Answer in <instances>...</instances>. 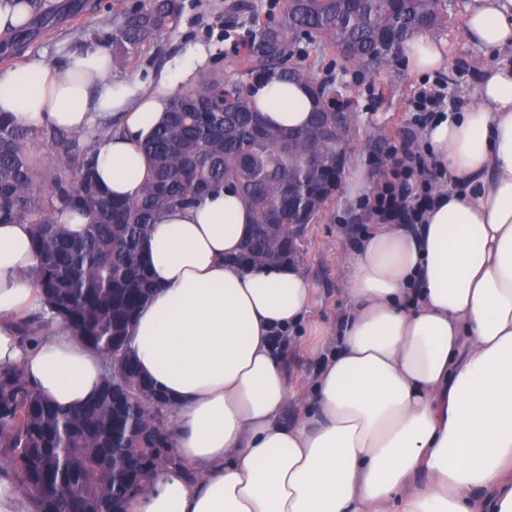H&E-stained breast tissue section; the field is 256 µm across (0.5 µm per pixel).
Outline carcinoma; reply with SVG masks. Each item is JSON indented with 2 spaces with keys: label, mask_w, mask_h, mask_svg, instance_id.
<instances>
[{
  "label": "carcinoma",
  "mask_w": 512,
  "mask_h": 512,
  "mask_svg": "<svg viewBox=\"0 0 512 512\" xmlns=\"http://www.w3.org/2000/svg\"><path fill=\"white\" fill-rule=\"evenodd\" d=\"M182 9L183 0H145L119 10L105 40L113 62L160 37ZM251 25L238 82L210 75L173 97L144 144L151 177L135 200L100 187L94 151L79 137L52 129L54 154L42 161L30 149L36 131L0 112V224L34 226V282L51 313L18 320V335L60 322L118 370L71 408L0 365V448L31 512H125L143 477L178 464L168 409L156 406L127 349L154 291L144 251L153 214L231 183L255 217L242 259L294 261L283 233L311 223L336 191V80L319 76L326 50L367 71L383 97L405 44L440 25L439 0H282L277 15L255 13ZM267 74L307 83L314 107L305 124L261 121L251 87ZM63 214L86 219L82 233L60 223Z\"/></svg>",
  "instance_id": "cac0c4a2"
}]
</instances>
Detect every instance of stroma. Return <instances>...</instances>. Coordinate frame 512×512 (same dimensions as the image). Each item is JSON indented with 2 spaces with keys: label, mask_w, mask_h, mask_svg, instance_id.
I'll use <instances>...</instances> for the list:
<instances>
[{
  "label": "stroma",
  "mask_w": 512,
  "mask_h": 512,
  "mask_svg": "<svg viewBox=\"0 0 512 512\" xmlns=\"http://www.w3.org/2000/svg\"><path fill=\"white\" fill-rule=\"evenodd\" d=\"M113 0L87 5L78 16L58 13L50 26L41 29L28 51L58 61L59 41L104 39L112 28ZM230 0H184L183 11L158 40L145 45L129 63L115 70L118 78L132 79L184 59L189 46L200 43L212 50L209 73L234 79L239 75L237 44L251 27L252 13L269 12L273 0H247L251 12L242 13L234 28L225 25ZM471 0H446L443 22L434 36L445 42L447 71L430 76L399 65L392 95L379 101L369 91V77L356 69H343L336 52H329L322 76H334L347 88L356 104L357 126L351 142V157L335 195L308 224L301 225L298 263L316 288L315 303L284 351V368L290 378L308 379L319 359L314 345L329 335L344 313L348 298L342 291L343 258L359 233L376 223L373 209L377 194L393 172L404 149L423 147V129L413 120L414 99L423 86L443 85L448 97L460 106L474 101L473 91L491 57L479 46L467 43L462 26Z\"/></svg>",
  "instance_id": "1"
}]
</instances>
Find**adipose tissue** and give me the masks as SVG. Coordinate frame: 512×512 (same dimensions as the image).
<instances>
[{
    "label": "adipose tissue",
    "instance_id": "obj_1",
    "mask_svg": "<svg viewBox=\"0 0 512 512\" xmlns=\"http://www.w3.org/2000/svg\"><path fill=\"white\" fill-rule=\"evenodd\" d=\"M463 35L496 56L473 105L437 115L422 138L449 187L417 224H377L346 256V313L319 355L311 399L284 410L297 382L283 346L315 290L293 263L239 257L254 214L232 185L160 213L145 242L155 286L128 350L169 404L179 466L159 469L127 512H512V0H472ZM210 48L174 71L116 80L112 56L86 43L63 61L0 73V112L30 128L78 133L119 121L95 145L99 185L136 199L143 144ZM412 70H447L442 41L415 35ZM35 77L21 84L19 72ZM265 122L309 118L308 87L255 82ZM29 224H0V364L45 396L82 405L105 360L62 325L22 342L19 316L42 310Z\"/></svg>",
    "mask_w": 512,
    "mask_h": 512
}]
</instances>
